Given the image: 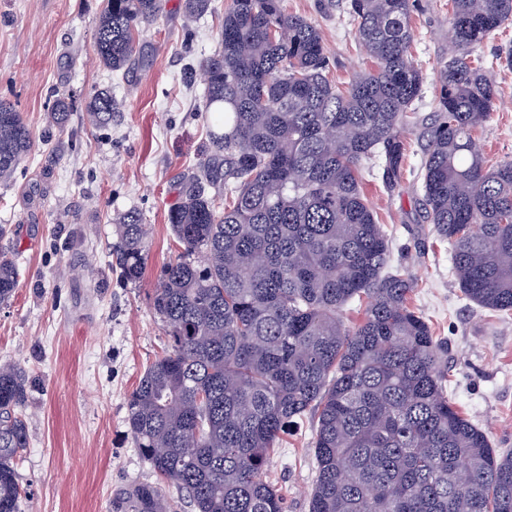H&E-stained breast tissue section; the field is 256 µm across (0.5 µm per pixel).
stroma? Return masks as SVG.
Listing matches in <instances>:
<instances>
[{
	"label": "stroma",
	"instance_id": "stroma-1",
	"mask_svg": "<svg viewBox=\"0 0 512 512\" xmlns=\"http://www.w3.org/2000/svg\"><path fill=\"white\" fill-rule=\"evenodd\" d=\"M230 0L188 22L184 0H164L142 32L148 67L113 73L96 63L95 23L103 0H0V99L22 112L33 132L28 160L0 185V251L19 264L8 303L0 305V364L23 367L30 387L28 446L17 463L20 512H112L117 491L152 484L192 512L132 445L127 401L168 338L152 296L163 265L179 253L168 212L182 199L209 140L202 60L219 48ZM310 21L329 57V77L345 87L372 61L355 38L349 0H286ZM450 0H415L412 54L423 72L414 104L418 123L404 128L407 157L398 193L367 161L363 193L390 238L391 266L415 280L413 305L434 335L448 341V396L482 427L494 448L512 450V312L465 299L450 273L447 242L419 205L423 118L435 110L439 72L448 59ZM493 82L496 106L476 136L489 164L512 161V21L473 48ZM108 90L119 101L109 127L90 124L85 101ZM74 107L65 127L47 120L52 95ZM140 213L147 260L140 282L115 264L117 218ZM314 419L289 432L270 459L288 512H308L314 478Z\"/></svg>",
	"mask_w": 512,
	"mask_h": 512
}]
</instances>
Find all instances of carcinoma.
<instances>
[{
	"label": "carcinoma",
	"mask_w": 512,
	"mask_h": 512,
	"mask_svg": "<svg viewBox=\"0 0 512 512\" xmlns=\"http://www.w3.org/2000/svg\"><path fill=\"white\" fill-rule=\"evenodd\" d=\"M211 0H185L188 19ZM162 0H105L95 31L100 64L145 66L143 28ZM411 0H350L356 37L376 61L346 89L327 75L322 37L282 0H231L220 49L201 63L204 111L220 114L199 173L168 213L179 255L164 264L153 310L168 350L127 402L134 447L193 512H287L270 455L307 415L316 475L308 512H512V452L448 398V341L411 305L416 284L389 269V238L363 198V162L382 160L399 186L423 77L409 48ZM512 20V0H451L450 48L420 167L423 203L448 241L464 296L512 311V161L487 164L475 132L495 87L469 50ZM72 108L57 96L49 122ZM118 102L86 103L106 127ZM32 132L0 100V184L27 160ZM116 263L143 277L139 213L117 221ZM18 279L0 252V304ZM368 301L348 326L339 310ZM26 372L0 365V512H19L15 461L28 446ZM115 512H173L157 487L117 494Z\"/></svg>",
	"instance_id": "1"
}]
</instances>
